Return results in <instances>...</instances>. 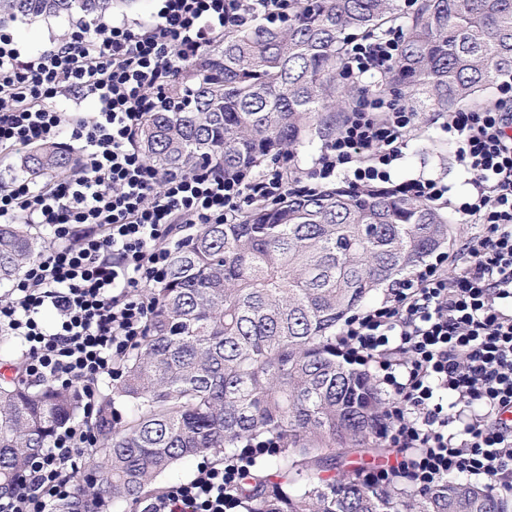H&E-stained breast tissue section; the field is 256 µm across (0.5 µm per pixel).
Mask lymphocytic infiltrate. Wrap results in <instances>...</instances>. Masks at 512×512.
Listing matches in <instances>:
<instances>
[{
	"label": "lymphocytic infiltrate",
	"instance_id": "1",
	"mask_svg": "<svg viewBox=\"0 0 512 512\" xmlns=\"http://www.w3.org/2000/svg\"><path fill=\"white\" fill-rule=\"evenodd\" d=\"M290 0H160L134 24L82 22L36 53L0 25V160L69 133L77 166L36 183L0 182V223L45 228L38 258L0 293V333L20 337L17 364L31 382L119 378L151 312L148 286L162 283L189 233L221 224L256 202L284 196L280 172L226 175L203 164L163 171L135 146L147 113L189 96L183 74L224 33L288 16ZM401 32L356 42L345 78L376 77L396 62ZM96 108L83 109L86 100ZM418 115L378 96L351 113L318 159L316 177L390 178ZM469 176L463 223L483 225L453 257L399 279L379 302L346 321L336 353L386 397L381 436L395 461L360 470L384 487L398 478L425 491L451 478L512 493V113L500 107L445 115ZM56 315L52 325L43 311ZM96 443L72 423L21 475L0 512H49L68 497ZM253 456L235 454L189 482L165 487L143 512H231Z\"/></svg>",
	"mask_w": 512,
	"mask_h": 512
}]
</instances>
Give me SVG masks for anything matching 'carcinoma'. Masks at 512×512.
<instances>
[{"label":"carcinoma","mask_w":512,"mask_h":512,"mask_svg":"<svg viewBox=\"0 0 512 512\" xmlns=\"http://www.w3.org/2000/svg\"><path fill=\"white\" fill-rule=\"evenodd\" d=\"M114 0H0V23L97 18ZM285 27L224 34L190 68L193 96L146 116L137 142L161 170L206 163L226 174L329 143L366 88L342 71L350 45L405 20L399 57L378 83L413 111L480 108L512 77V0H292ZM45 142L20 160L33 180L74 169ZM448 213L396 187L291 190L172 254L154 309L123 358V379L91 420L97 448L74 494L50 512H127L199 456L220 465L256 440L278 447L237 495L240 512H512V499L452 479L419 492L357 477L353 454H380L384 396L336 359V331L387 284L448 245ZM29 224H0V287L40 253ZM82 407L79 389L0 384V498Z\"/></svg>","instance_id":"carcinoma-1"}]
</instances>
